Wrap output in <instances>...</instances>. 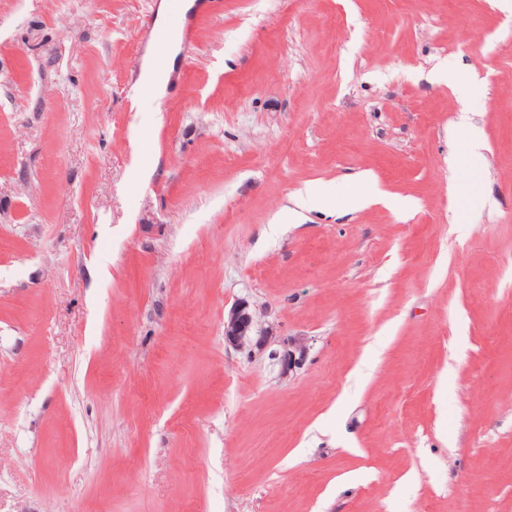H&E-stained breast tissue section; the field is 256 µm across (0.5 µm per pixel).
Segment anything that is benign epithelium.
<instances>
[{"label": "benign epithelium", "instance_id": "7a95c632", "mask_svg": "<svg viewBox=\"0 0 512 512\" xmlns=\"http://www.w3.org/2000/svg\"><path fill=\"white\" fill-rule=\"evenodd\" d=\"M224 343L236 350L247 346L259 351L269 350V359L280 366L283 374L300 365L307 352L306 344L299 338L288 340L279 349L270 348L271 337L256 330L255 314L245 299L234 302L224 315Z\"/></svg>", "mask_w": 512, "mask_h": 512}]
</instances>
